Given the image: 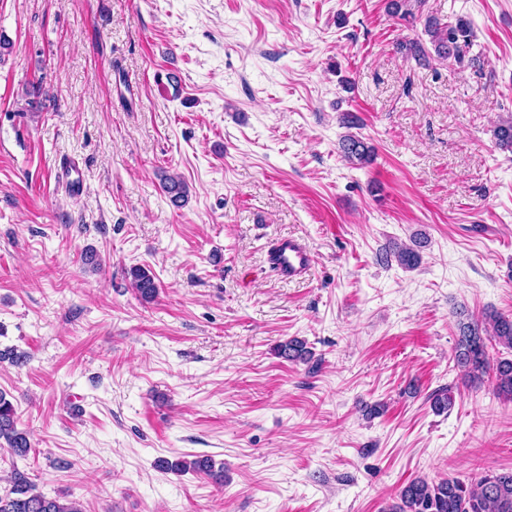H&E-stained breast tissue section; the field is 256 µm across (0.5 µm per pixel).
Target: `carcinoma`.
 Segmentation results:
<instances>
[{
	"label": "carcinoma",
	"instance_id": "1",
	"mask_svg": "<svg viewBox=\"0 0 512 512\" xmlns=\"http://www.w3.org/2000/svg\"><path fill=\"white\" fill-rule=\"evenodd\" d=\"M424 32L429 37L434 53L442 60L462 61L464 48L471 42L470 25L458 19L441 23L429 16L425 20ZM398 48L405 56L421 60L427 56L423 43L418 39L404 40ZM498 148L512 153V118L500 121L493 130ZM341 149L346 161L365 166L374 160V149L362 138L349 132L341 138ZM161 187L170 203L180 208L188 200L187 187L180 177L161 174ZM416 246L394 243L385 250L380 261H395L405 269L420 266L422 256ZM128 274L138 297L145 303L154 301L159 286L152 271L144 266H133ZM456 341L454 361L464 373L467 382L477 388L491 383L494 394L512 401V357H492L490 350L501 346L512 350V315L491 311L482 321L461 322ZM278 355L289 360L307 362L312 352L305 341L293 337L277 346ZM431 407L437 413L448 411L454 403L451 388H441L429 395ZM0 440L4 441L11 454L25 458L31 450L28 434L17 428L16 409L11 400L0 392ZM173 468L192 470L209 476L214 483L224 484V468L214 469L209 458L181 461ZM9 490L0 494V512H83L76 501L49 498L37 491L35 483L27 473L15 468L9 480ZM383 512H512V469L484 472L469 484L458 478L439 481L417 477L407 483L397 494L396 502Z\"/></svg>",
	"mask_w": 512,
	"mask_h": 512
}]
</instances>
